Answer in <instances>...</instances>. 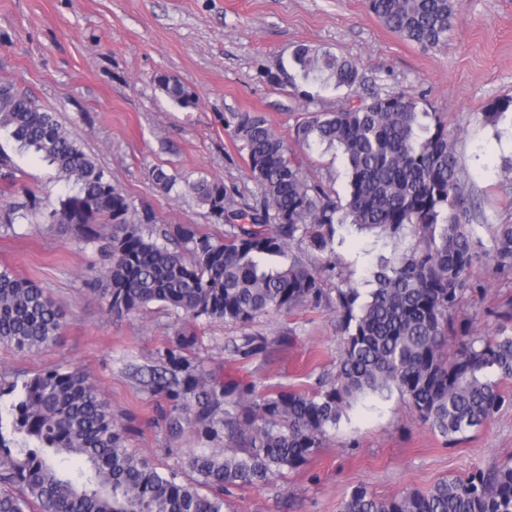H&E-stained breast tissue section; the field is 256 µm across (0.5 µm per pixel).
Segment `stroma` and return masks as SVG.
Listing matches in <instances>:
<instances>
[{
  "instance_id": "1",
  "label": "stroma",
  "mask_w": 512,
  "mask_h": 512,
  "mask_svg": "<svg viewBox=\"0 0 512 512\" xmlns=\"http://www.w3.org/2000/svg\"><path fill=\"white\" fill-rule=\"evenodd\" d=\"M460 12L447 47L425 51L387 29L366 0H0V83L56 112L134 207L154 213L143 231L155 237L170 224L224 231L192 197L157 193L155 167L221 181L238 204L252 199L256 187L244 154L224 124L230 113H261L288 140L305 113L401 89L419 95L422 109L453 116L450 130L470 175L466 191L479 206L477 223L510 224L512 115L493 126L483 111L489 101L512 98V0H460ZM302 44L353 59L358 88L288 84L283 72ZM159 72L187 87L193 104L184 108L165 97L154 83ZM0 147L16 163L11 176L0 175V215L24 200L8 182L41 197L57 193L52 167L16 155L12 143ZM297 154L310 179L344 197L340 152L316 147ZM335 238L334 253L315 258L330 293L346 286L369 291L370 253H400L415 243L408 231L392 241L348 225L337 227ZM3 265L49 288L68 317L50 348L19 353L0 346V385L51 369L84 371L125 427L127 447L188 480V456L224 441L207 439L188 415H174L171 399L149 386L154 374L166 372V352L179 331L196 336L187 354L203 372L265 390H314L333 373L339 354L329 303L265 314L247 325L178 317L160 303L111 316L97 280L109 265L106 253L60 224L0 226ZM471 280L481 300H464L456 317L479 332L493 331L485 312L512 297V275L484 264ZM247 336L264 347L246 358L239 348ZM509 457L512 404L450 446L395 391L354 404L308 463L274 471L260 487L231 489L228 512H340L358 485L388 498Z\"/></svg>"
}]
</instances>
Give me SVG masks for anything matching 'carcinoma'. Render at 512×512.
<instances>
[{"mask_svg": "<svg viewBox=\"0 0 512 512\" xmlns=\"http://www.w3.org/2000/svg\"><path fill=\"white\" fill-rule=\"evenodd\" d=\"M390 31L423 50L448 45L459 21L456 0H367ZM331 83L352 90L357 64L329 50L298 46L288 81ZM157 87L181 107L194 96L161 73ZM512 98L495 99L483 116L495 124ZM245 152L257 194L254 203L231 202L224 182L190 180L162 168L154 188L169 194L183 186L221 238L196 224H172L161 242L142 231L155 222L136 212L105 171L31 95L0 85V132L18 149L51 166L65 192L44 218L74 229L86 243L111 255L102 296L116 316L162 303L191 319H224L247 325L257 316L320 306L323 278L306 251L333 249L335 225L377 228L388 238L404 230L417 244L397 259L373 257L376 285L367 297L336 288L342 349L336 372L316 391H268L251 382H220L189 358L168 356L182 378L158 383L177 401L174 410L224 447L192 455L197 479L160 471L125 446L123 428L90 377L79 369L51 370L10 386L17 391L0 414V512H225L224 492L258 487L282 467H299L323 445L345 410L393 388L413 415L447 442L491 420L512 395V300L488 310L492 336L456 322L462 300L479 287L469 271L481 260L512 273V224H498L484 244L469 216L468 172L460 166L448 122L419 108L410 91L376 95L335 112H308L296 123L297 144L342 151L347 164L344 199L310 180L258 112L224 119ZM26 203L0 223L12 226L40 214L39 197L22 189ZM102 217L105 223H96ZM67 322L62 306L38 282L0 268V345L20 352L54 345ZM9 427L11 439L3 435ZM209 493L200 492V487ZM341 512H512V459L479 468L465 478L442 479L425 491L379 498L354 487Z\"/></svg>", "mask_w": 512, "mask_h": 512, "instance_id": "carcinoma-1", "label": "carcinoma"}]
</instances>
